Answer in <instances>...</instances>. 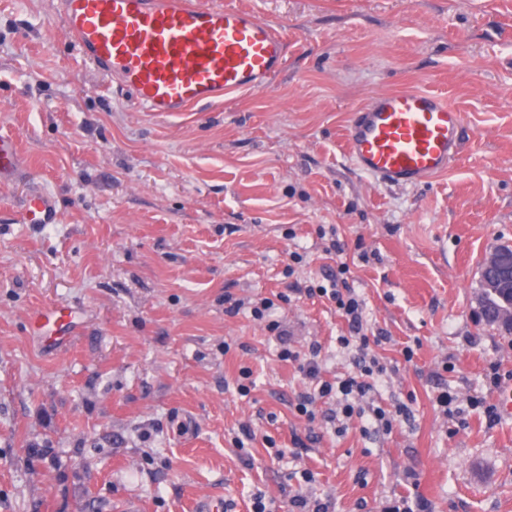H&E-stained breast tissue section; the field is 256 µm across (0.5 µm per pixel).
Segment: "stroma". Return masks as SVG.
Returning <instances> with one entry per match:
<instances>
[{
    "instance_id": "35a3bbf8",
    "label": "stroma",
    "mask_w": 512,
    "mask_h": 512,
    "mask_svg": "<svg viewBox=\"0 0 512 512\" xmlns=\"http://www.w3.org/2000/svg\"><path fill=\"white\" fill-rule=\"evenodd\" d=\"M221 2L280 25L286 67L264 90L158 117L78 56L57 0H0V134L23 154L0 182V512H250L258 493L274 512L296 495L330 512L400 496L512 512V419L490 428L466 405L490 365L512 372V335L477 307L484 256L512 241V0ZM406 87L462 112V150L397 188L350 164L345 134L371 95ZM39 189L56 222L17 223ZM342 275L389 337L373 349L379 398L411 410L388 434L298 415L309 382L251 314L274 300L268 320L293 350L319 343L325 379L353 371L347 323L305 293ZM228 294L245 308L227 314ZM50 302L80 321L58 350L28 327ZM445 388L459 418L436 403Z\"/></svg>"
}]
</instances>
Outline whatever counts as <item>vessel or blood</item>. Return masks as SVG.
I'll use <instances>...</instances> for the list:
<instances>
[{
	"label": "vessel or blood",
	"mask_w": 512,
	"mask_h": 512,
	"mask_svg": "<svg viewBox=\"0 0 512 512\" xmlns=\"http://www.w3.org/2000/svg\"><path fill=\"white\" fill-rule=\"evenodd\" d=\"M64 31L84 61L134 92L147 112L169 114L267 88L287 64L277 25L237 8L196 0H58ZM461 112L415 88L375 94L355 110L347 152L355 169L383 184L412 187L447 171L461 149ZM21 161L0 135V181ZM47 192H29L23 224L54 223ZM33 332L55 346L71 337L70 308L51 304L28 315Z\"/></svg>",
	"instance_id": "1"
}]
</instances>
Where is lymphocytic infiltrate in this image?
Segmentation results:
<instances>
[{"instance_id": "f902f5d3", "label": "lymphocytic infiltrate", "mask_w": 512, "mask_h": 512, "mask_svg": "<svg viewBox=\"0 0 512 512\" xmlns=\"http://www.w3.org/2000/svg\"><path fill=\"white\" fill-rule=\"evenodd\" d=\"M319 296L327 298L334 303L337 312L345 318L351 329L350 335L339 337L342 347H355L358 361L356 372L337 378L330 382L322 379L318 355L320 352L317 343H310L307 356H300L290 347H282L278 353L280 360L298 363L300 372L310 382L309 390L301 393L295 405L299 415L307 420H315V407L317 401L332 399L336 402V409L327 415L326 420L333 425L336 434L347 432L351 422L363 424L376 423L384 429H391L396 417L407 415L406 406L400 405L395 409L387 410L379 406L363 407L362 402L373 391L375 380L383 376L385 365L371 356L370 345L385 343L387 337L384 333L376 336H367L363 328V302L349 287H339L337 282L319 286Z\"/></svg>"}]
</instances>
